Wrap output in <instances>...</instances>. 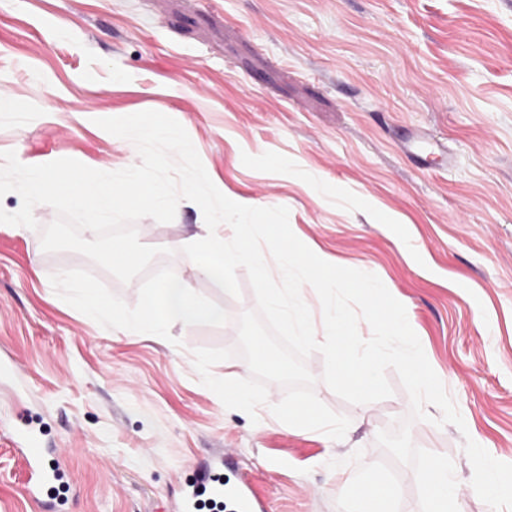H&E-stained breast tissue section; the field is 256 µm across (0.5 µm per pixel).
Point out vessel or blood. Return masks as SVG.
Wrapping results in <instances>:
<instances>
[{
  "label": "vessel or blood",
  "mask_w": 512,
  "mask_h": 512,
  "mask_svg": "<svg viewBox=\"0 0 512 512\" xmlns=\"http://www.w3.org/2000/svg\"><path fill=\"white\" fill-rule=\"evenodd\" d=\"M402 149L409 155L419 157L428 168L455 159L447 145L424 130L416 131L404 140ZM22 434L21 453L29 473L23 487L24 496L38 507L39 512H64L68 502L64 491L68 484L60 449L45 442L31 427H23ZM234 465L235 461L229 455L207 460L178 501L179 512H195L199 495L203 492L227 499L231 512H264L249 478H241L233 485L225 484L224 472Z\"/></svg>",
  "instance_id": "1"
}]
</instances>
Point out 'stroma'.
<instances>
[{
  "label": "stroma",
  "mask_w": 512,
  "mask_h": 512,
  "mask_svg": "<svg viewBox=\"0 0 512 512\" xmlns=\"http://www.w3.org/2000/svg\"><path fill=\"white\" fill-rule=\"evenodd\" d=\"M1 95L22 109L0 111V152L26 165H136L135 145L97 119L172 117L224 195L289 208L311 250L376 274L467 426H434L430 405L412 441L453 459L459 512H492L463 444L512 461V0H0ZM420 127L448 143L452 167L423 170L400 149ZM33 215L34 230L0 224V359L18 370L0 378V512H37L12 440L31 413L67 452L69 512H176L186 478L221 452L253 466L269 512H349L355 492L334 472L345 464L398 482L392 512H420L412 469L376 443L410 412L395 371L390 398L353 405L321 382L322 356L307 358L317 397L351 420L342 440L278 421L277 384L251 422L193 364L195 349L236 348L237 321L256 307L245 269L236 298L193 279L225 324L128 336L69 306L49 277L87 270L130 306L140 280L44 252L39 229L56 213ZM135 227L171 250L154 266L193 278L174 245L207 235L195 203Z\"/></svg>",
  "instance_id": "stroma-1"
}]
</instances>
